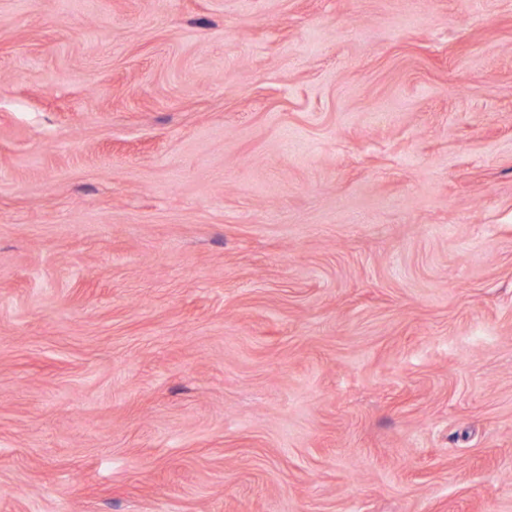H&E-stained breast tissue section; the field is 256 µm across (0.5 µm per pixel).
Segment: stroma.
<instances>
[{"label":"stroma","instance_id":"obj_1","mask_svg":"<svg viewBox=\"0 0 512 512\" xmlns=\"http://www.w3.org/2000/svg\"><path fill=\"white\" fill-rule=\"evenodd\" d=\"M0 512H512V0H0Z\"/></svg>","mask_w":512,"mask_h":512}]
</instances>
